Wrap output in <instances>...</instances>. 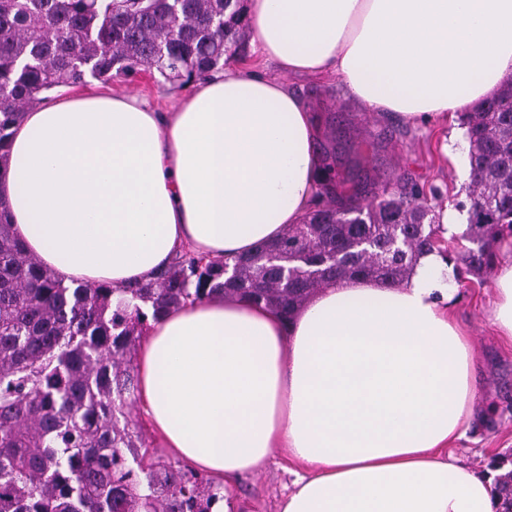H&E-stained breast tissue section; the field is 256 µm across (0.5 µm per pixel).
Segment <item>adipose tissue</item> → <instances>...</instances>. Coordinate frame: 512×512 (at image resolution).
Returning a JSON list of instances; mask_svg holds the SVG:
<instances>
[{"instance_id":"ef3b65f1","label":"adipose tissue","mask_w":512,"mask_h":512,"mask_svg":"<svg viewBox=\"0 0 512 512\" xmlns=\"http://www.w3.org/2000/svg\"><path fill=\"white\" fill-rule=\"evenodd\" d=\"M280 79L227 65L174 108L76 90L24 114L0 201L27 252L67 283L122 288L176 252L234 259L318 203L323 161L284 76L335 75L368 112L432 122L512 75V0H247ZM435 251L397 288L352 279L292 316L244 296L174 307L138 355L166 448L232 485L285 449L301 472L281 512H504L495 473L451 449L475 417V356ZM512 343V262L491 310Z\"/></svg>"}]
</instances>
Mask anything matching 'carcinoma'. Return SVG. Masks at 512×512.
<instances>
[{"label": "carcinoma", "mask_w": 512, "mask_h": 512, "mask_svg": "<svg viewBox=\"0 0 512 512\" xmlns=\"http://www.w3.org/2000/svg\"><path fill=\"white\" fill-rule=\"evenodd\" d=\"M246 0H0V168L11 127L43 94L140 71L187 85L248 57ZM469 142L459 261L487 272L512 238V78L459 116ZM317 209L229 263L184 251L146 283L74 286L26 252L0 202V512H212L216 485L150 453L124 420L127 355L149 319L210 297L292 315L352 278L401 285L441 239L435 189L398 178L340 192L324 164ZM232 267L234 276L225 275Z\"/></svg>", "instance_id": "obj_1"}]
</instances>
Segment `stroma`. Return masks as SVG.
<instances>
[{
	"instance_id": "stroma-1",
	"label": "stroma",
	"mask_w": 512,
	"mask_h": 512,
	"mask_svg": "<svg viewBox=\"0 0 512 512\" xmlns=\"http://www.w3.org/2000/svg\"><path fill=\"white\" fill-rule=\"evenodd\" d=\"M246 65L267 77H281L258 53H251ZM284 80L318 116L319 150L333 163L341 187L359 181L381 185L408 177L436 187L442 206L449 210L465 201L470 182L468 143L458 118L431 125L410 124L368 114L331 76L298 75ZM108 88L140 93L161 112L168 111L185 92L179 83L159 82L146 73L114 79ZM493 294L492 275L465 271L450 300L455 319L473 342L479 393L474 409L484 418L456 443L454 452L463 465L479 473L486 471L490 456L512 455V345L500 340L491 323ZM295 470L284 450H275L265 470L232 487L240 512H280Z\"/></svg>"
}]
</instances>
